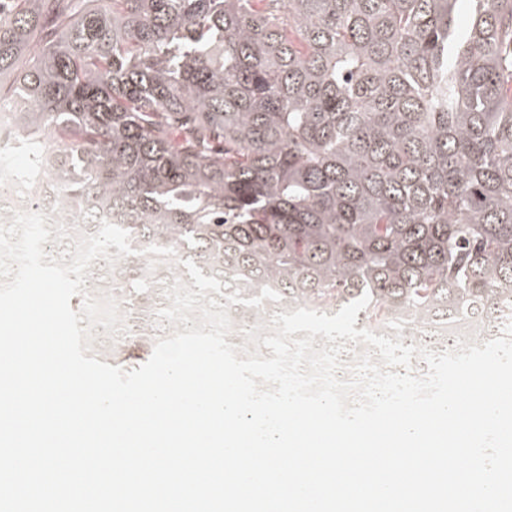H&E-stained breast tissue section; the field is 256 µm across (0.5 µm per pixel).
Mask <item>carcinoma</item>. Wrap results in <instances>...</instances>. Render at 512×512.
<instances>
[{
  "mask_svg": "<svg viewBox=\"0 0 512 512\" xmlns=\"http://www.w3.org/2000/svg\"><path fill=\"white\" fill-rule=\"evenodd\" d=\"M0 0V108L21 107L32 205L78 223L122 218L137 253L87 270L128 333L94 328L88 355L185 325L155 312L181 260L225 287L280 300L228 305L237 335L273 314L334 315L440 353L454 325L484 342L512 320V0ZM170 248L174 261L142 254ZM157 261L149 268V260Z\"/></svg>",
  "mask_w": 512,
  "mask_h": 512,
  "instance_id": "carcinoma-1",
  "label": "carcinoma"
}]
</instances>
